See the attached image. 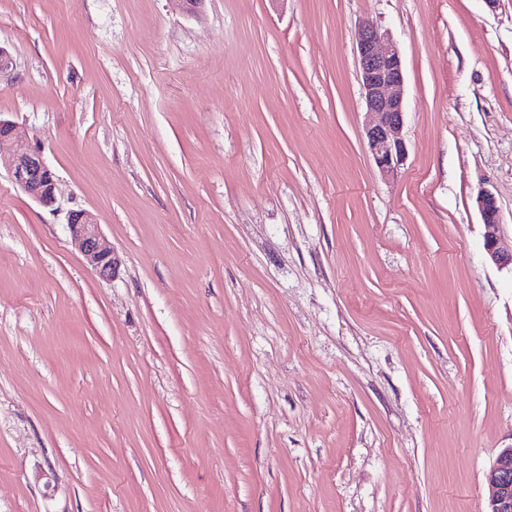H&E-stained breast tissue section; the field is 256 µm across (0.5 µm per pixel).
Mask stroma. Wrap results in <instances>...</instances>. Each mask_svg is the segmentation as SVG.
<instances>
[{"label":"stroma","mask_w":512,"mask_h":512,"mask_svg":"<svg viewBox=\"0 0 512 512\" xmlns=\"http://www.w3.org/2000/svg\"><path fill=\"white\" fill-rule=\"evenodd\" d=\"M399 47L408 157L363 140ZM0 512H486L512 446V0H0ZM95 215L118 265L72 242ZM359 78L365 102L366 147L380 175L393 178L406 159L402 135L405 121V75L402 56L393 41L370 22L355 32ZM3 152L13 159L14 185L38 204L52 206L56 201L55 172L47 165L42 151L22 136L17 124L0 116V154ZM485 232L483 249L486 260L499 269L510 267L512 271V241L508 246L501 235V214L495 195L489 190H481L476 197ZM67 226L85 262L102 278L111 279L117 265L112 248L106 244L100 225L92 213L73 210Z\"/></svg>","instance_id":"35a3bbf8"}]
</instances>
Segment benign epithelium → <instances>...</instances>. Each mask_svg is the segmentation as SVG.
I'll return each mask as SVG.
<instances>
[{"label": "benign epithelium", "mask_w": 512, "mask_h": 512, "mask_svg": "<svg viewBox=\"0 0 512 512\" xmlns=\"http://www.w3.org/2000/svg\"><path fill=\"white\" fill-rule=\"evenodd\" d=\"M359 78L365 102L366 147L380 175L390 179L406 159L402 135L405 121V75L402 56L393 41L372 23L365 22L355 32ZM13 159L11 179L16 187L42 206L56 201L57 178L42 151L31 146L17 124L0 117V154ZM485 232L486 260L499 269L512 268V245L501 235V214L495 195L482 190L476 197ZM67 226L85 262L102 278L110 279L117 265L112 248L106 244L100 224L92 213L73 210ZM489 489L488 512H512V447L503 449L486 473Z\"/></svg>", "instance_id": "1"}]
</instances>
